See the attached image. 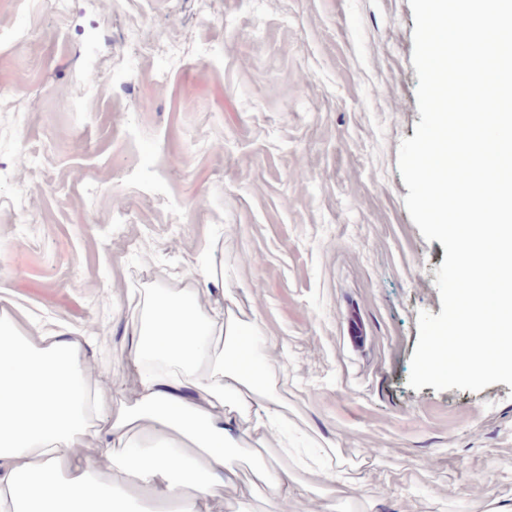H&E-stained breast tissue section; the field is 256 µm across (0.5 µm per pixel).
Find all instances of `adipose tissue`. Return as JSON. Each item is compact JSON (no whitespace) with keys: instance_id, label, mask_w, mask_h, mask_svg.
<instances>
[{"instance_id":"obj_1","label":"adipose tissue","mask_w":512,"mask_h":512,"mask_svg":"<svg viewBox=\"0 0 512 512\" xmlns=\"http://www.w3.org/2000/svg\"><path fill=\"white\" fill-rule=\"evenodd\" d=\"M189 279L178 294L142 292L122 353L136 380L121 400L96 376L89 336L0 315V512H129L133 499L209 512L239 449L282 447L284 404L256 383V324L200 303L223 267Z\"/></svg>"}]
</instances>
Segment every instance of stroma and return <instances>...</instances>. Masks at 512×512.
<instances>
[{
	"instance_id": "1",
	"label": "stroma",
	"mask_w": 512,
	"mask_h": 512,
	"mask_svg": "<svg viewBox=\"0 0 512 512\" xmlns=\"http://www.w3.org/2000/svg\"><path fill=\"white\" fill-rule=\"evenodd\" d=\"M408 0H0V311L93 328L112 393L136 288L224 267L296 456L295 512H512V387L407 384L444 261L404 205ZM327 458L354 500L325 503Z\"/></svg>"
}]
</instances>
